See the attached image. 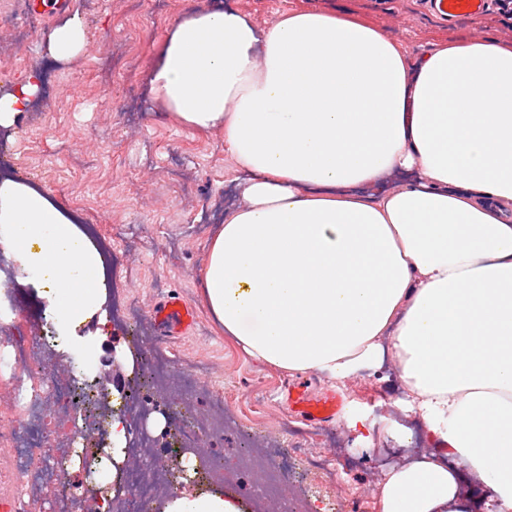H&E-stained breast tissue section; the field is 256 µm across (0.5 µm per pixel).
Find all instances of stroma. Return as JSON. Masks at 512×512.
Returning a JSON list of instances; mask_svg holds the SVG:
<instances>
[{
    "label": "stroma",
    "instance_id": "1",
    "mask_svg": "<svg viewBox=\"0 0 512 512\" xmlns=\"http://www.w3.org/2000/svg\"><path fill=\"white\" fill-rule=\"evenodd\" d=\"M66 9L44 18L28 10V0H0V90L10 89L31 68L44 81L41 95L13 126H0V180L21 179L42 192L98 249L116 256L118 275L108 290L106 312L118 301L139 306L136 331L113 327L111 341L131 346L132 333L155 340L154 306L180 295L196 316L193 328L166 343L175 365L208 363L210 392L229 405L223 436L208 450L224 455L227 470L237 466L242 434L268 436L290 448L285 425L303 428L312 453L343 463L336 482L311 475L305 460L295 463L288 495L307 512H379L375 492L389 466L385 448L424 447L426 431L413 414L396 405L397 368L385 362L377 371L357 370L344 380L316 373H290L248 358L220 333L203 304L201 274L210 237L224 222L225 207L240 203L231 180L234 161L217 128L199 133L171 119L161 101L149 95L156 53L170 27L190 13L225 0H68ZM256 24L310 8L356 14L386 37L419 54L431 45L460 38L512 41V20L495 10L447 23L426 0H234ZM85 29L87 50L61 64L45 51L51 30L72 16ZM84 158L73 169L71 157ZM10 286L30 336L46 337L43 358L49 370L76 380L97 375L102 344L85 349L72 336H51L48 301L15 267ZM306 380L317 392L340 396L336 419L310 423L288 406L287 388ZM364 419L370 438L352 429Z\"/></svg>",
    "mask_w": 512,
    "mask_h": 512
}]
</instances>
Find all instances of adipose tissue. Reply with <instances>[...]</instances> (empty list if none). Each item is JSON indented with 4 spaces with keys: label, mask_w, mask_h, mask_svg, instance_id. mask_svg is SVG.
Instances as JSON below:
<instances>
[{
    "label": "adipose tissue",
    "mask_w": 512,
    "mask_h": 512,
    "mask_svg": "<svg viewBox=\"0 0 512 512\" xmlns=\"http://www.w3.org/2000/svg\"><path fill=\"white\" fill-rule=\"evenodd\" d=\"M47 47L81 56V20ZM152 84L183 126L223 128L239 173L244 203L203 275L225 335L286 372L396 363L432 446L387 472L380 512H512V41L412 57L355 16L291 11L261 27L228 5L171 27ZM40 86L34 68L0 95V126ZM0 244L58 325L107 326L101 253L23 181H0ZM242 509L214 487L161 512Z\"/></svg>",
    "instance_id": "obj_1"
}]
</instances>
